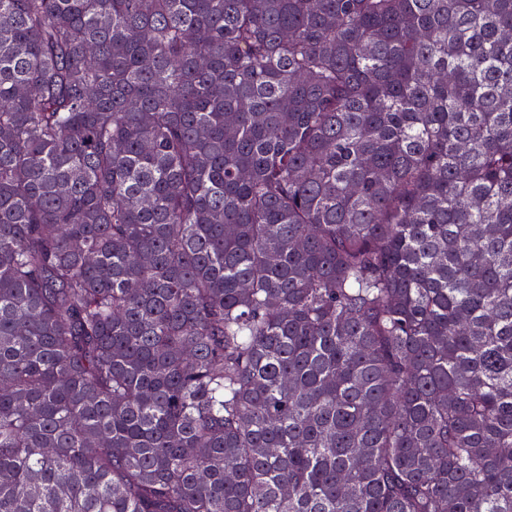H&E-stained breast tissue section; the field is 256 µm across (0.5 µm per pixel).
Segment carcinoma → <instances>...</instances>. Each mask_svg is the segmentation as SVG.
Masks as SVG:
<instances>
[{"instance_id": "cac0c4a2", "label": "carcinoma", "mask_w": 512, "mask_h": 512, "mask_svg": "<svg viewBox=\"0 0 512 512\" xmlns=\"http://www.w3.org/2000/svg\"><path fill=\"white\" fill-rule=\"evenodd\" d=\"M0 512H512V0H0Z\"/></svg>"}]
</instances>
